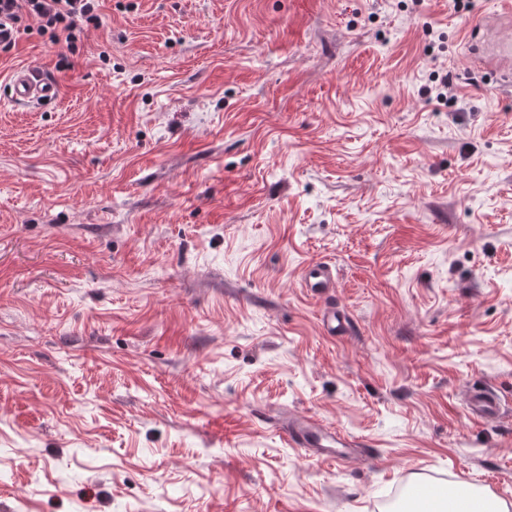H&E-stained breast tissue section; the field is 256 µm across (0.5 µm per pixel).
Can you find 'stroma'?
<instances>
[{
    "label": "stroma",
    "mask_w": 512,
    "mask_h": 512,
    "mask_svg": "<svg viewBox=\"0 0 512 512\" xmlns=\"http://www.w3.org/2000/svg\"><path fill=\"white\" fill-rule=\"evenodd\" d=\"M464 2L105 0L73 69L0 51L57 89L0 105V512L512 508V86L467 39L512 17ZM310 415L360 447H290ZM301 280L304 288L316 297L329 295L336 287L333 268L321 260H311L304 266ZM320 321L323 331L329 336H344L350 329L346 314L332 304L325 307ZM468 414L476 421L496 422L502 415V403L496 391L488 387H473L466 398ZM459 495V497H457ZM406 512H508L505 503L478 492L448 493L421 502V507Z\"/></svg>",
    "instance_id": "35a3bbf8"
}]
</instances>
